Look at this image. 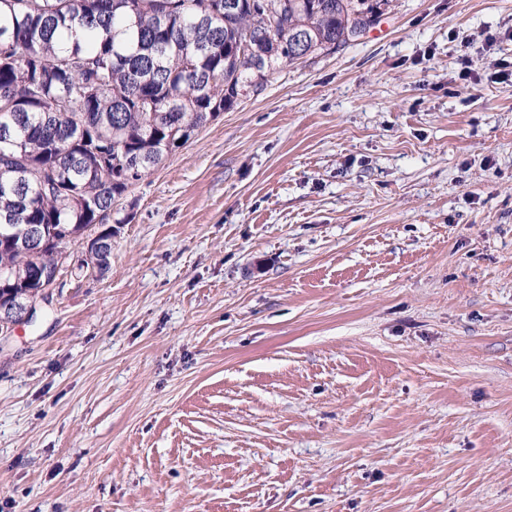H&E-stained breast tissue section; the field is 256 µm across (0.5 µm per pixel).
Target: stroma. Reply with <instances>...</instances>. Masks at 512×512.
<instances>
[{"instance_id": "stroma-1", "label": "stroma", "mask_w": 512, "mask_h": 512, "mask_svg": "<svg viewBox=\"0 0 512 512\" xmlns=\"http://www.w3.org/2000/svg\"><path fill=\"white\" fill-rule=\"evenodd\" d=\"M502 59L390 0L133 186L0 348V512H512Z\"/></svg>"}]
</instances>
